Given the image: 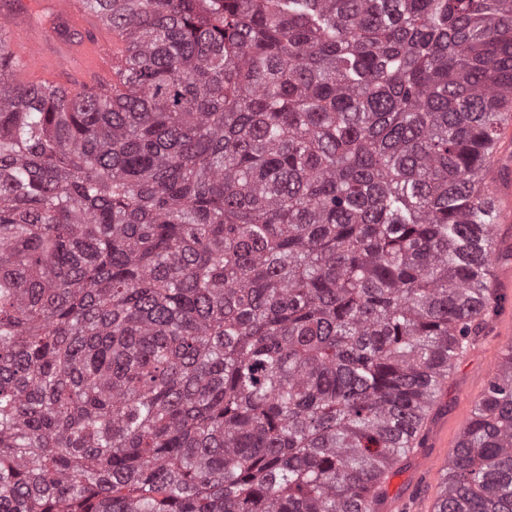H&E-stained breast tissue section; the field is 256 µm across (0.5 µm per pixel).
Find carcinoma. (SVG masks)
<instances>
[{
  "label": "carcinoma",
  "instance_id": "carcinoma-1",
  "mask_svg": "<svg viewBox=\"0 0 512 512\" xmlns=\"http://www.w3.org/2000/svg\"><path fill=\"white\" fill-rule=\"evenodd\" d=\"M90 6L114 98L0 38V512H371L481 328L512 0ZM440 512H512V349Z\"/></svg>",
  "mask_w": 512,
  "mask_h": 512
}]
</instances>
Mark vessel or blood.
<instances>
[{"mask_svg":"<svg viewBox=\"0 0 512 512\" xmlns=\"http://www.w3.org/2000/svg\"><path fill=\"white\" fill-rule=\"evenodd\" d=\"M27 6L28 0H0V29L14 61L11 77L15 84L34 92L60 94L78 87L96 93L121 88L128 69L124 37L107 26L87 0H42V9L53 15L61 29L60 34L43 39L32 33ZM486 191L494 223L512 222V206L507 203L512 191L494 176L488 178ZM401 434L419 475L436 485L443 482L447 463L435 462L418 449L425 426L417 424L402 429ZM391 479V474H384L363 491L366 506L374 512H400L401 502L388 497Z\"/></svg>","mask_w":512,"mask_h":512,"instance_id":"b4317fda","label":"vessel or blood"}]
</instances>
